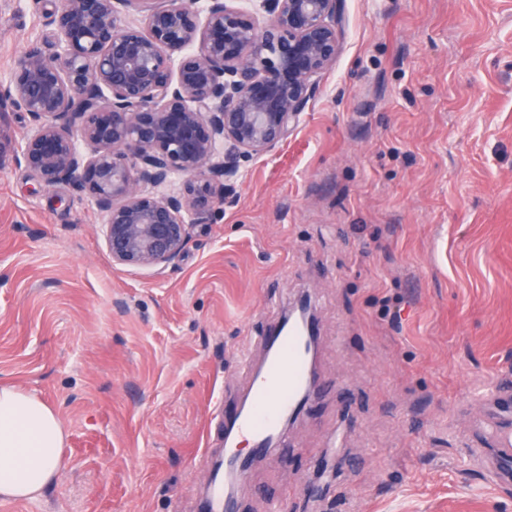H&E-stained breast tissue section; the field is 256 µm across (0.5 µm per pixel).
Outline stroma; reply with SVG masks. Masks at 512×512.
<instances>
[{
  "instance_id": "obj_1",
  "label": "stroma",
  "mask_w": 512,
  "mask_h": 512,
  "mask_svg": "<svg viewBox=\"0 0 512 512\" xmlns=\"http://www.w3.org/2000/svg\"><path fill=\"white\" fill-rule=\"evenodd\" d=\"M288 141L163 275L113 265L92 201L0 169V383L65 467L0 512H199L241 357L310 294L314 392L239 512H512L475 400L512 391V0H342ZM53 0H0V90Z\"/></svg>"
}]
</instances>
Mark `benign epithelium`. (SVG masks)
<instances>
[{"label":"benign epithelium","instance_id":"benign-epithelium-1","mask_svg":"<svg viewBox=\"0 0 512 512\" xmlns=\"http://www.w3.org/2000/svg\"><path fill=\"white\" fill-rule=\"evenodd\" d=\"M143 1L142 21H127ZM195 5L55 0L54 51L29 47L0 92V167L89 197L112 262L156 275L229 203L237 159L288 140L340 49V0ZM10 107L31 125L19 145L4 129ZM174 175L182 192L155 193Z\"/></svg>","mask_w":512,"mask_h":512}]
</instances>
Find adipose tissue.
<instances>
[{"label":"adipose tissue","mask_w":512,"mask_h":512,"mask_svg":"<svg viewBox=\"0 0 512 512\" xmlns=\"http://www.w3.org/2000/svg\"><path fill=\"white\" fill-rule=\"evenodd\" d=\"M64 430L36 395L0 385V499L34 500L63 467Z\"/></svg>","instance_id":"obj_1"}]
</instances>
